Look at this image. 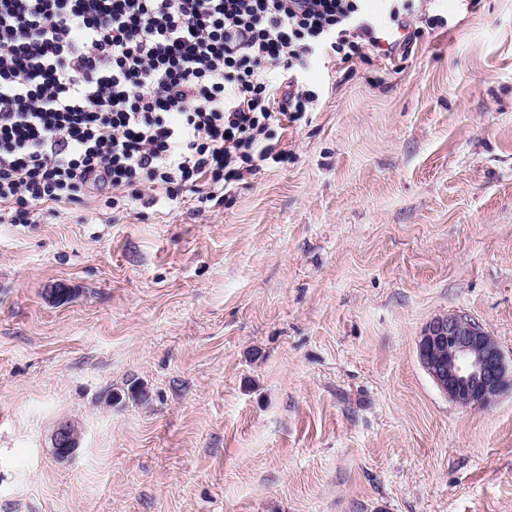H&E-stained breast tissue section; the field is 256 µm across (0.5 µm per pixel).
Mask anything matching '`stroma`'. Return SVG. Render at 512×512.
Returning a JSON list of instances; mask_svg holds the SVG:
<instances>
[{
	"mask_svg": "<svg viewBox=\"0 0 512 512\" xmlns=\"http://www.w3.org/2000/svg\"><path fill=\"white\" fill-rule=\"evenodd\" d=\"M429 12L310 63L287 162L216 209L0 224V512H512V389L458 405L417 353L463 313L512 358V0Z\"/></svg>",
	"mask_w": 512,
	"mask_h": 512,
	"instance_id": "stroma-1",
	"label": "stroma"
}]
</instances>
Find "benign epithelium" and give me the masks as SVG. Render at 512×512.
<instances>
[{"label": "benign epithelium", "instance_id": "obj_1", "mask_svg": "<svg viewBox=\"0 0 512 512\" xmlns=\"http://www.w3.org/2000/svg\"><path fill=\"white\" fill-rule=\"evenodd\" d=\"M419 360L438 389L461 405H489L512 386V363L498 344L475 321L463 314L431 320L417 343ZM53 441L76 454L79 441L66 425L57 427Z\"/></svg>", "mask_w": 512, "mask_h": 512}]
</instances>
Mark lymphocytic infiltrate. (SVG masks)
Returning a JSON list of instances; mask_svg holds the SVG:
<instances>
[{"instance_id": "1", "label": "lymphocytic infiltrate", "mask_w": 512, "mask_h": 512, "mask_svg": "<svg viewBox=\"0 0 512 512\" xmlns=\"http://www.w3.org/2000/svg\"><path fill=\"white\" fill-rule=\"evenodd\" d=\"M377 45L365 0H0V223L222 202L285 157L278 127L319 98L307 62Z\"/></svg>"}]
</instances>
